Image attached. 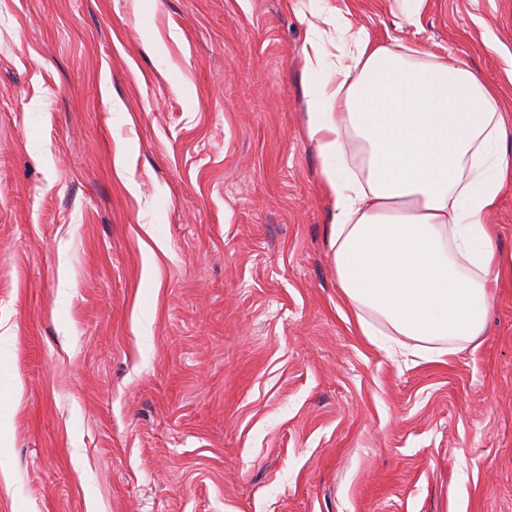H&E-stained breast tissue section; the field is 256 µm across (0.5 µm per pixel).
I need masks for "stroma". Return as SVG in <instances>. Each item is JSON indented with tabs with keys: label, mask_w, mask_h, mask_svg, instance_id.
I'll use <instances>...</instances> for the list:
<instances>
[{
	"label": "stroma",
	"mask_w": 512,
	"mask_h": 512,
	"mask_svg": "<svg viewBox=\"0 0 512 512\" xmlns=\"http://www.w3.org/2000/svg\"><path fill=\"white\" fill-rule=\"evenodd\" d=\"M340 13L512 103V0H0V512H512V277L430 362L337 284Z\"/></svg>",
	"instance_id": "obj_1"
}]
</instances>
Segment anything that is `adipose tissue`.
Segmentation results:
<instances>
[{
  "instance_id": "obj_1",
  "label": "adipose tissue",
  "mask_w": 512,
  "mask_h": 512,
  "mask_svg": "<svg viewBox=\"0 0 512 512\" xmlns=\"http://www.w3.org/2000/svg\"><path fill=\"white\" fill-rule=\"evenodd\" d=\"M342 33L352 49L337 53L335 83L316 78L320 39L305 49L314 76L305 136L334 205L337 283L363 335H377L382 320L429 361L439 342L484 334L503 260L482 217L512 183L500 150L512 107L469 68L373 44L362 29ZM333 101L340 113L326 112ZM349 135L363 148L358 169Z\"/></svg>"
}]
</instances>
